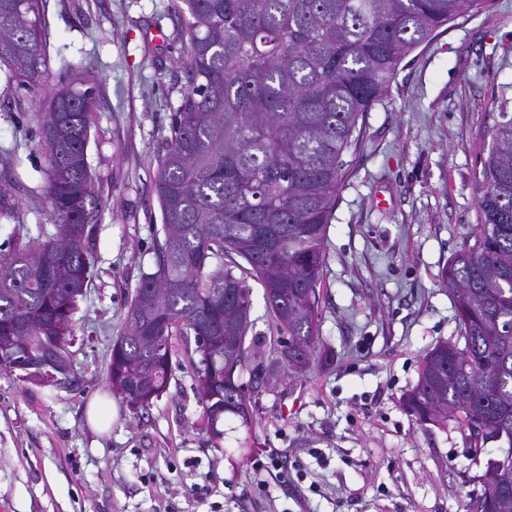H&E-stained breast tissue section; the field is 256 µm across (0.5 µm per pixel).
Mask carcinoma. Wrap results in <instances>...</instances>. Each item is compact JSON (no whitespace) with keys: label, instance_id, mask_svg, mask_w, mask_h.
Segmentation results:
<instances>
[{"label":"carcinoma","instance_id":"cac0c4a2","mask_svg":"<svg viewBox=\"0 0 512 512\" xmlns=\"http://www.w3.org/2000/svg\"><path fill=\"white\" fill-rule=\"evenodd\" d=\"M490 0H171L190 47L187 86L159 156L154 189L164 239L141 274L112 347V390L132 411L168 389L172 340L200 355L198 395L211 431L248 422L241 378L252 288L306 368L342 155L360 117L383 101L398 65L442 26ZM42 0H0V67L22 85L47 74ZM69 108L71 125L57 119ZM94 90L74 78L43 115L53 231L14 232L0 253V344L22 366L45 347L66 360L93 258L97 215L87 158ZM474 243L444 271L464 346L439 342L404 405L419 423L455 420L505 450L472 512H512V117L492 131L477 179ZM241 262H236L235 258Z\"/></svg>","mask_w":512,"mask_h":512}]
</instances>
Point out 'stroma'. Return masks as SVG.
Instances as JSON below:
<instances>
[{
  "label": "stroma",
  "mask_w": 512,
  "mask_h": 512,
  "mask_svg": "<svg viewBox=\"0 0 512 512\" xmlns=\"http://www.w3.org/2000/svg\"><path fill=\"white\" fill-rule=\"evenodd\" d=\"M170 0H45L50 69L29 89L0 69V251L15 226L52 225L40 127L60 77L95 84L87 149L94 261L64 382L0 372V512H467L494 444L422 425L403 400L426 352L460 339L443 271L472 245L478 172L512 115V0L448 22L399 64L359 120L325 236L319 343L309 366L248 383L251 418L214 438L197 355L175 345L167 391L131 412L108 382L131 295L164 237L158 156L187 79L189 37ZM388 204L379 207L377 195ZM250 368L283 336L252 286ZM117 409L88 423L94 396Z\"/></svg>",
  "instance_id": "obj_1"
}]
</instances>
